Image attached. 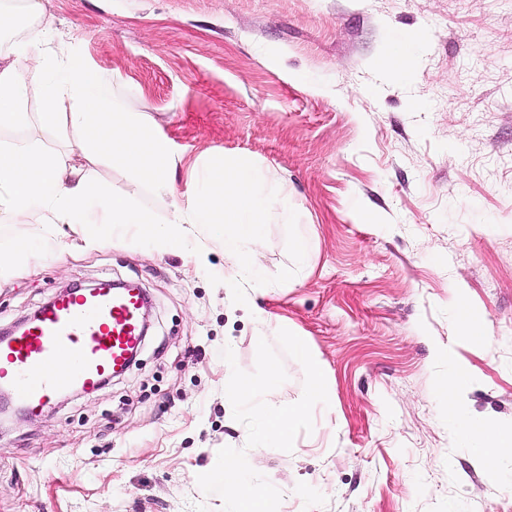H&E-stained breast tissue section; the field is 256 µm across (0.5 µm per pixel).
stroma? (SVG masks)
I'll list each match as a JSON object with an SVG mask.
<instances>
[{
	"instance_id": "1",
	"label": "stroma",
	"mask_w": 512,
	"mask_h": 512,
	"mask_svg": "<svg viewBox=\"0 0 512 512\" xmlns=\"http://www.w3.org/2000/svg\"><path fill=\"white\" fill-rule=\"evenodd\" d=\"M12 4L0 60L21 40L95 69L171 142L174 191L86 157L68 129L43 140L37 97L0 141H43L165 220L209 159H248L287 191L307 250L294 278L243 306L208 235L201 263L53 225L36 273L0 274V330L108 281L145 291L152 326L124 375L0 420V512H221L197 477L225 446L246 448L281 512H512L495 491L512 456L477 464L438 393L449 350L470 375L467 415L512 427V0H41L34 16ZM398 48L405 75L388 65ZM285 220L273 211L257 248L265 275L292 264ZM461 302L485 316L489 344L461 337ZM282 328L322 362L329 398L289 453L247 448L224 393Z\"/></svg>"
}]
</instances>
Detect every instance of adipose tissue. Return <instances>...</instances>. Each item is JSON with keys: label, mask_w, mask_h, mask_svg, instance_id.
Instances as JSON below:
<instances>
[{"label": "adipose tissue", "mask_w": 512, "mask_h": 512, "mask_svg": "<svg viewBox=\"0 0 512 512\" xmlns=\"http://www.w3.org/2000/svg\"><path fill=\"white\" fill-rule=\"evenodd\" d=\"M33 97L40 98L47 108L42 118L45 138L57 135V103L75 99L79 108L67 114L66 122L90 154L107 156L114 164L140 174L158 191L168 190L166 167L175 161L169 140L150 132L144 117L112 102L96 71L66 59L43 63L31 56L26 44H17L12 61L0 67V129L25 124L26 105ZM466 380L465 371L450 366L441 394L448 401V418L459 423L471 457L491 466L503 456H512V429H502L488 420L461 418L457 394Z\"/></svg>", "instance_id": "obj_1"}]
</instances>
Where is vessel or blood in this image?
I'll use <instances>...</instances> for the list:
<instances>
[{"mask_svg":"<svg viewBox=\"0 0 512 512\" xmlns=\"http://www.w3.org/2000/svg\"><path fill=\"white\" fill-rule=\"evenodd\" d=\"M143 295L101 288L63 293L20 331L0 341V387L36 415L59 393L94 390L141 343ZM72 366L63 370L61 358Z\"/></svg>","mask_w":512,"mask_h":512,"instance_id":"obj_1","label":"vessel or blood"}]
</instances>
